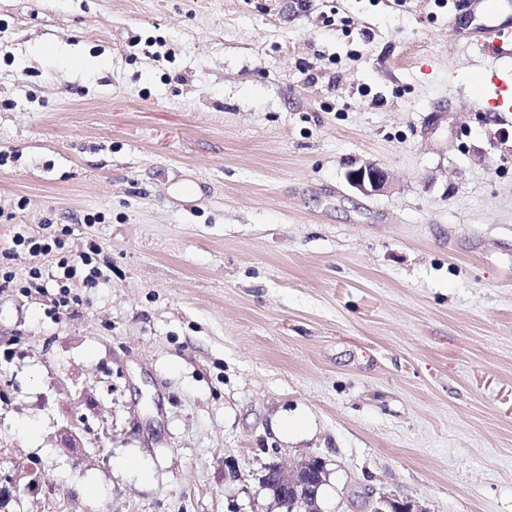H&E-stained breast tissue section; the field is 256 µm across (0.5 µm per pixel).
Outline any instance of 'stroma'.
<instances>
[{
  "label": "stroma",
  "instance_id": "1",
  "mask_svg": "<svg viewBox=\"0 0 512 512\" xmlns=\"http://www.w3.org/2000/svg\"><path fill=\"white\" fill-rule=\"evenodd\" d=\"M502 13L0 0V512H264L312 452L324 512H512V58L462 39ZM92 242L111 281L24 292ZM389 178L387 170L372 161H365L347 174L348 183L367 195L384 192ZM371 512H429V510L408 498L382 495L373 502Z\"/></svg>",
  "mask_w": 512,
  "mask_h": 512
}]
</instances>
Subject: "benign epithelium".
Listing matches in <instances>:
<instances>
[{"label": "benign epithelium", "instance_id": "benign-epithelium-1", "mask_svg": "<svg viewBox=\"0 0 512 512\" xmlns=\"http://www.w3.org/2000/svg\"><path fill=\"white\" fill-rule=\"evenodd\" d=\"M348 183L364 194L371 195L383 192L389 184V173L372 161H366L358 168L347 174ZM318 473L320 483L326 484L329 480V470L325 458L311 453L302 458L291 470H286L278 462H271L264 468L261 484L273 479L282 488L291 491L288 501L282 498L271 497V503L276 506L288 507V512H323L321 507L322 494L311 493L304 489L303 476L310 472ZM371 512H429V510L408 498L395 495H382L372 504Z\"/></svg>", "mask_w": 512, "mask_h": 512}]
</instances>
